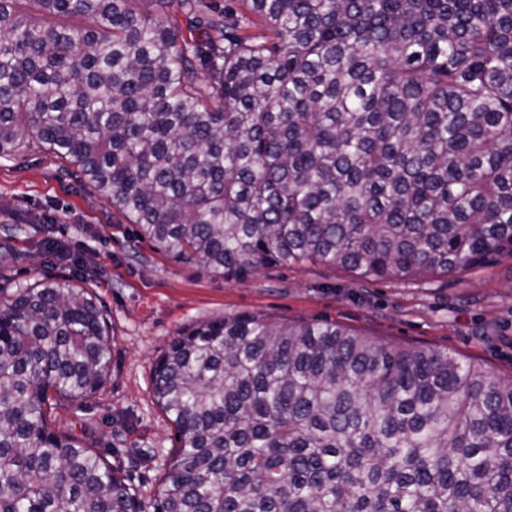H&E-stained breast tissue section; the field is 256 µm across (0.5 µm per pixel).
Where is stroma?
<instances>
[{
	"instance_id": "obj_1",
	"label": "stroma",
	"mask_w": 512,
	"mask_h": 512,
	"mask_svg": "<svg viewBox=\"0 0 512 512\" xmlns=\"http://www.w3.org/2000/svg\"><path fill=\"white\" fill-rule=\"evenodd\" d=\"M50 152L0 159V244L22 261L0 275V307L17 289L66 259L46 257L51 237L81 252L84 288L105 308L112 329V373L90 406L61 403L54 423L82 434L103 429L114 468L131 473L144 512H154L173 431L152 392L154 368L185 327L248 313L290 321L328 320L404 347L447 350L512 376V257L427 280L366 282L332 266L263 269L238 283L171 260Z\"/></svg>"
}]
</instances>
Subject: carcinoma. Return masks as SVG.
Instances as JSON below:
<instances>
[{
    "instance_id": "1",
    "label": "carcinoma",
    "mask_w": 512,
    "mask_h": 512,
    "mask_svg": "<svg viewBox=\"0 0 512 512\" xmlns=\"http://www.w3.org/2000/svg\"><path fill=\"white\" fill-rule=\"evenodd\" d=\"M242 2L0 0V158L52 152L226 280L512 256V0ZM72 266L0 310V512H142L51 419L112 363ZM153 393L155 512H512V377L446 351L238 314L174 337Z\"/></svg>"
}]
</instances>
